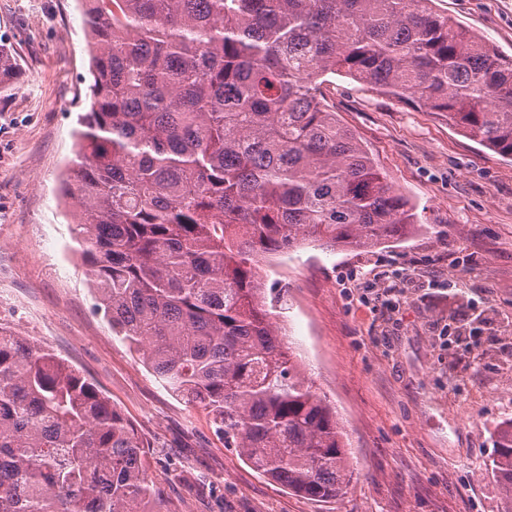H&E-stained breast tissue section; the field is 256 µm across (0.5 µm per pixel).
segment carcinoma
I'll return each instance as SVG.
<instances>
[{
    "instance_id": "obj_1",
    "label": "carcinoma",
    "mask_w": 512,
    "mask_h": 512,
    "mask_svg": "<svg viewBox=\"0 0 512 512\" xmlns=\"http://www.w3.org/2000/svg\"><path fill=\"white\" fill-rule=\"evenodd\" d=\"M75 239L112 332L224 447L314 500L346 434L280 337L261 261L425 227L321 86L345 75L512 161V57L434 0H82ZM491 470L512 500V419ZM0 512H164L145 444L52 350L0 333Z\"/></svg>"
}]
</instances>
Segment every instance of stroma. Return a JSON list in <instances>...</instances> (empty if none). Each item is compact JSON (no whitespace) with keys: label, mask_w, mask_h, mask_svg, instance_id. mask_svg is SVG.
<instances>
[{"label":"stroma","mask_w":512,"mask_h":512,"mask_svg":"<svg viewBox=\"0 0 512 512\" xmlns=\"http://www.w3.org/2000/svg\"><path fill=\"white\" fill-rule=\"evenodd\" d=\"M512 56V0H437ZM81 0H0L18 76L0 92V330L69 359L143 439L168 512H507L489 460L512 419V161L441 112L336 75L337 118L427 228L370 252L309 246L263 264L284 340L335 407L343 495L289 491L225 447L116 336L80 260L63 188L89 108Z\"/></svg>","instance_id":"obj_1"}]
</instances>
